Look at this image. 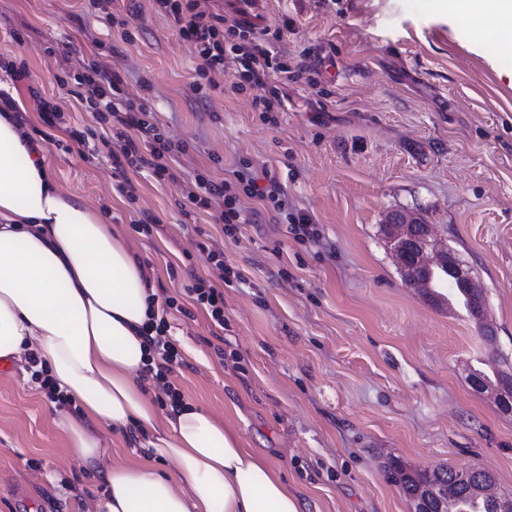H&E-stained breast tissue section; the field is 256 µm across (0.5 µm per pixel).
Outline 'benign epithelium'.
Wrapping results in <instances>:
<instances>
[{
	"label": "benign epithelium",
	"instance_id": "obj_1",
	"mask_svg": "<svg viewBox=\"0 0 512 512\" xmlns=\"http://www.w3.org/2000/svg\"><path fill=\"white\" fill-rule=\"evenodd\" d=\"M384 228L404 282L410 286L421 287L422 269L447 265L452 267L463 286L471 289V316L485 328V335H490L491 327L486 323L484 295L474 290L472 277L456 261L454 254L448 252L447 247L438 244L433 226L412 214L396 212L389 217Z\"/></svg>",
	"mask_w": 512,
	"mask_h": 512
}]
</instances>
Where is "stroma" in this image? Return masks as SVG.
Returning a JSON list of instances; mask_svg holds the SVG:
<instances>
[{"label":"stroma","instance_id":"obj_1","mask_svg":"<svg viewBox=\"0 0 512 512\" xmlns=\"http://www.w3.org/2000/svg\"><path fill=\"white\" fill-rule=\"evenodd\" d=\"M197 7L241 11L270 31L268 48L296 74L279 111H254L267 87L235 94L228 74L193 93L194 54L150 0H0V55L25 62L43 95L63 96L55 75L66 66L46 46H70L118 72L178 147L163 181L118 172L97 137L79 144L53 129L44 143L57 185L112 225L159 299L176 300L172 384L264 454L303 512H413L388 476L394 458L486 470L512 497V414L467 382L512 358V46L476 38L429 0ZM244 163L259 184L278 178L318 240H296L247 197L230 238L186 200L194 176L224 181ZM127 180L136 200L119 190ZM392 211L435 225L469 267L495 344L462 303L405 284L383 231ZM147 214L159 221L149 235L137 230ZM203 234L240 279L224 282L199 253ZM190 268L223 286V330L187 297ZM56 409L27 363L0 374V512H90L101 493Z\"/></svg>","mask_w":512,"mask_h":512}]
</instances>
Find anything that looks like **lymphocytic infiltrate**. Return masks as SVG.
<instances>
[{
  "instance_id": "lymphocytic-infiltrate-1",
  "label": "lymphocytic infiltrate",
  "mask_w": 512,
  "mask_h": 512,
  "mask_svg": "<svg viewBox=\"0 0 512 512\" xmlns=\"http://www.w3.org/2000/svg\"><path fill=\"white\" fill-rule=\"evenodd\" d=\"M154 10L170 19L181 38L191 46L198 61V83L194 92H202L203 81L210 74L231 72L234 91H244L249 85L270 84L268 96L253 99L255 111H278L284 98L289 68L286 63L274 60L267 49L264 33L242 25L233 17L200 11L195 0H152ZM60 86L76 88V98L81 107L92 112L99 124L116 123L115 146L111 151L116 168L127 166L151 168L157 176L170 173L169 159L175 146L163 129L155 122L144 103L136 102L124 89V81L116 72L108 71L97 63H82L66 70L58 77ZM270 202L274 210L291 226L295 238H316L317 232L311 218L303 213L288 210V198L277 180L258 185L248 166H241L231 182H215L205 176H196L188 192L190 203L200 208L214 210L216 220L222 223L226 234H234L245 217L240 204L241 196ZM166 318L156 320V333L147 342L155 358L146 364L144 371L152 379L167 382L180 354L167 339Z\"/></svg>"
}]
</instances>
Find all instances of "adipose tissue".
Returning <instances> with one entry per match:
<instances>
[{"label": "adipose tissue", "instance_id": "adipose-tissue-1", "mask_svg": "<svg viewBox=\"0 0 512 512\" xmlns=\"http://www.w3.org/2000/svg\"><path fill=\"white\" fill-rule=\"evenodd\" d=\"M512 44V0H431ZM154 289L111 225L54 182L46 153L0 112V359L35 355L80 408L62 413L71 455L103 469L96 512H301L269 462L193 401L162 414L139 377ZM137 427L147 459L107 460L100 432ZM177 470L159 472V462Z\"/></svg>", "mask_w": 512, "mask_h": 512}]
</instances>
